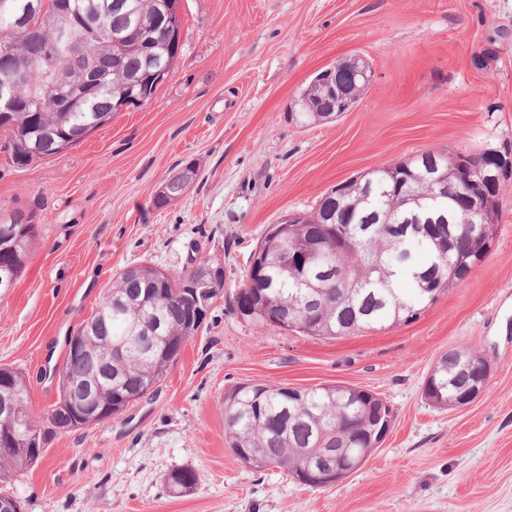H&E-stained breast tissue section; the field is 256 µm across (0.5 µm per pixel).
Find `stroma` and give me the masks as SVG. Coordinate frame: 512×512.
<instances>
[{
  "label": "stroma",
  "instance_id": "obj_1",
  "mask_svg": "<svg viewBox=\"0 0 512 512\" xmlns=\"http://www.w3.org/2000/svg\"><path fill=\"white\" fill-rule=\"evenodd\" d=\"M176 67L144 105L26 166L0 149V215L34 213L37 241L0 296V365L23 372L34 417L56 401L65 338L120 268L224 266V298L155 391L117 417L57 434L0 483L24 512H512V174L490 253L414 322L315 338L240 320L226 296L268 227L337 184L426 150L512 152V0H182ZM363 59L352 111L309 124L294 102L321 68ZM178 200H154L187 163ZM473 346L486 391L460 410L423 396L446 351ZM249 382L342 384L394 418L355 474L315 489L229 449L224 393ZM193 491L172 496L177 468ZM169 492L177 495L191 492L199 481L197 472L188 467L171 471L166 477Z\"/></svg>",
  "mask_w": 512,
  "mask_h": 512
}]
</instances>
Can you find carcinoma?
<instances>
[{
	"instance_id": "obj_1",
	"label": "carcinoma",
	"mask_w": 512,
	"mask_h": 512,
	"mask_svg": "<svg viewBox=\"0 0 512 512\" xmlns=\"http://www.w3.org/2000/svg\"><path fill=\"white\" fill-rule=\"evenodd\" d=\"M171 0H71L68 13L47 9L38 15L40 32L0 13V40L15 46L16 59L1 62L0 70L20 66L23 79L17 99H39L36 112L0 115V131L8 138L9 162L25 166L62 151L61 139L74 146L91 128H99L120 111L127 98L152 91L154 74L175 67L174 43L182 28L169 30L164 15ZM79 14L94 29L87 53L75 52L59 41V33ZM54 50L52 68L42 60ZM62 93L81 91L85 101L61 108L50 87ZM294 119L302 125L335 116L327 90L309 84L298 100ZM197 176L185 167L163 186L155 204L164 207L182 197ZM486 195L479 175L470 174L444 152L423 153L391 167L369 171L345 182L340 194L327 193L316 208L280 235L265 234L257 245L261 267L230 298L233 310L248 306L253 322L266 323L282 314L281 327L305 336L337 338L382 330L418 319L438 296L464 280L483 261L498 231L497 222L464 223L471 198ZM346 228L350 245L336 252L327 243L307 268L304 278L314 291L297 282L289 256L308 249L325 226ZM36 237L35 216L15 210L0 217V280L16 282ZM192 267L174 274L150 264L124 268L105 289V300L82 322L76 335L80 349H67L58 373V398L42 420L28 406L22 372L0 368V397L10 403V423L20 437L39 423L46 429L37 441L45 454L54 427L68 413L67 388H82L100 380L94 401L106 420L158 384L179 357L185 343L204 320L193 313L188 291ZM474 348L460 346L444 353L430 372L425 399L453 409L472 386L474 373L488 369ZM383 411L365 390L324 385L288 392L267 383H243L224 394V425L228 447L245 448L254 456L244 463L262 469L270 465L296 473L304 464L303 450L319 446L345 456L369 459L378 447L375 421ZM35 460L26 453L0 455V477L17 478ZM199 481L188 467L166 477L169 492L192 491Z\"/></svg>"
}]
</instances>
